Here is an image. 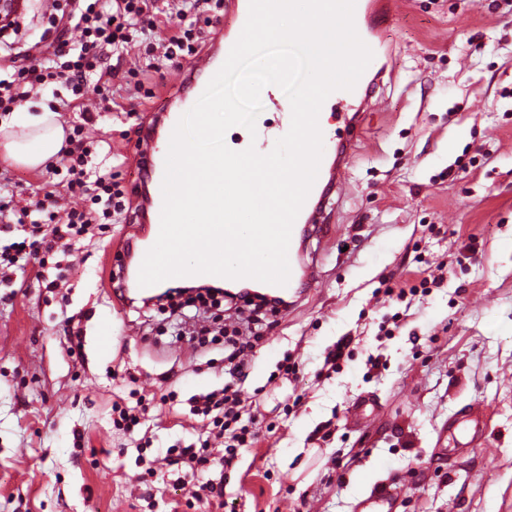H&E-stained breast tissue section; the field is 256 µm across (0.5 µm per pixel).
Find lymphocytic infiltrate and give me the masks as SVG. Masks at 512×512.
Instances as JSON below:
<instances>
[{
  "mask_svg": "<svg viewBox=\"0 0 512 512\" xmlns=\"http://www.w3.org/2000/svg\"><path fill=\"white\" fill-rule=\"evenodd\" d=\"M207 4L220 10L224 0H193L189 6L181 2L171 13L160 9L157 0H64L46 15L54 35L44 59L30 60L16 42L0 41V57L11 63L9 71L0 72V112H12L32 92L57 84L65 94L56 111L79 115L78 121L64 126L59 161L46 166L47 174L57 178L54 190L18 208L14 202L25 192L23 180L0 182V215L13 210L31 220L26 237L0 249V270L29 267L47 288H58V280L45 275L49 259L70 252L80 238L105 231L113 216L129 212L131 202L114 175L89 164L94 140L87 125L93 117L86 102L96 100L105 112L118 108L112 95L111 59L129 48L142 49L144 57L143 63L128 69L130 82L150 72L163 75L180 68L202 44L201 33L187 23L185 10ZM190 413L211 417L218 437L227 438L225 469H233L237 449L257 436V414L232 385L203 395Z\"/></svg>",
  "mask_w": 512,
  "mask_h": 512,
  "instance_id": "lymphocytic-infiltrate-1",
  "label": "lymphocytic infiltrate"
}]
</instances>
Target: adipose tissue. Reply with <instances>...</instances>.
<instances>
[{
    "instance_id": "1",
    "label": "adipose tissue",
    "mask_w": 512,
    "mask_h": 512,
    "mask_svg": "<svg viewBox=\"0 0 512 512\" xmlns=\"http://www.w3.org/2000/svg\"><path fill=\"white\" fill-rule=\"evenodd\" d=\"M64 140L61 125L47 112L38 116L20 112L10 123L0 124V156L20 166L46 165L56 159Z\"/></svg>"
}]
</instances>
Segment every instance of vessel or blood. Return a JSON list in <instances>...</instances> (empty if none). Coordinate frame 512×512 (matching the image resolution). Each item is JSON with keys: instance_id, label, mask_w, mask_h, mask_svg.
I'll list each match as a JSON object with an SVG mask.
<instances>
[{"instance_id": "b4317fda", "label": "vessel or blood", "mask_w": 512, "mask_h": 512, "mask_svg": "<svg viewBox=\"0 0 512 512\" xmlns=\"http://www.w3.org/2000/svg\"><path fill=\"white\" fill-rule=\"evenodd\" d=\"M248 11L249 0H224L226 27L243 28ZM391 15L390 0H356L355 27L374 55H381L384 49L378 38L379 27L387 23ZM233 45V39L217 37L205 50L183 65L176 75L171 94L159 107L152 123L143 130L135 159L143 163L141 175L148 178L150 187L139 197L138 220L150 225L151 237H158L160 231L163 204L161 186L172 131L181 116L195 105L208 82L224 64ZM386 72V67H379L371 78L359 79L353 90L333 92L332 97L336 103L346 106L345 123L350 134L343 138L335 131L323 129V155L318 177L293 224V234L307 231L322 241H330L329 197L344 188L347 165L354 153V133L362 128L367 113L374 110ZM288 261L291 281H317L318 269L315 261L302 258L296 246H289ZM395 496L396 491L390 483L379 482L358 503L355 512H390Z\"/></svg>"}]
</instances>
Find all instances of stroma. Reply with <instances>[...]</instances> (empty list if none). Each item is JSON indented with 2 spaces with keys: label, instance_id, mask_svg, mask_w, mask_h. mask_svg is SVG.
<instances>
[{
  "label": "stroma",
  "instance_id": "stroma-1",
  "mask_svg": "<svg viewBox=\"0 0 512 512\" xmlns=\"http://www.w3.org/2000/svg\"><path fill=\"white\" fill-rule=\"evenodd\" d=\"M381 36L394 81L348 164L331 244L305 243L319 281L296 284L290 308L195 302L173 329L160 306L114 293L125 242L147 235L121 216L75 245L64 288L0 286V512H354L382 480L401 489L393 512H512V8L399 0ZM90 133L92 162L136 197V123L103 112ZM250 323L264 327L243 384L258 440L227 477L213 441L179 483L165 454L198 440L187 401L230 379L216 335ZM344 336L351 355L329 369ZM287 354L298 373L284 378ZM116 402L142 403V432L113 428ZM364 402L373 418H358ZM474 405L477 436L456 423ZM219 479L223 507L193 499Z\"/></svg>",
  "mask_w": 512,
  "mask_h": 512
}]
</instances>
